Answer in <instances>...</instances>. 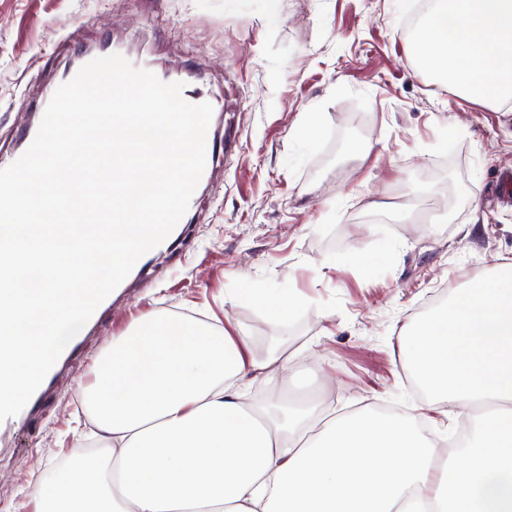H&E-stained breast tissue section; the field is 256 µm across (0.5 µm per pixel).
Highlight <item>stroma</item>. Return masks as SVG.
<instances>
[{
	"label": "stroma",
	"mask_w": 512,
	"mask_h": 512,
	"mask_svg": "<svg viewBox=\"0 0 512 512\" xmlns=\"http://www.w3.org/2000/svg\"><path fill=\"white\" fill-rule=\"evenodd\" d=\"M419 0H0V155L73 59L112 41L185 78L213 106L224 158L186 224L69 348L0 438V512L71 449L96 450L76 389L141 313L209 308L263 359L308 348L304 377L344 414L422 402L399 339L448 296L512 262V111L460 97L416 60ZM307 112L319 132L292 131ZM253 286L301 293L276 322L240 300Z\"/></svg>",
	"instance_id": "35a3bbf8"
}]
</instances>
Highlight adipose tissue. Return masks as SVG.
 <instances>
[{
  "label": "adipose tissue",
  "mask_w": 512,
  "mask_h": 512,
  "mask_svg": "<svg viewBox=\"0 0 512 512\" xmlns=\"http://www.w3.org/2000/svg\"><path fill=\"white\" fill-rule=\"evenodd\" d=\"M413 47L465 98L512 105V0H428ZM400 347L421 412L336 416L290 403L293 356L257 358L239 325L144 314L77 388L103 448L37 484L34 512H512V262ZM455 408L474 430L441 455L422 424Z\"/></svg>",
  "instance_id": "1"
}]
</instances>
